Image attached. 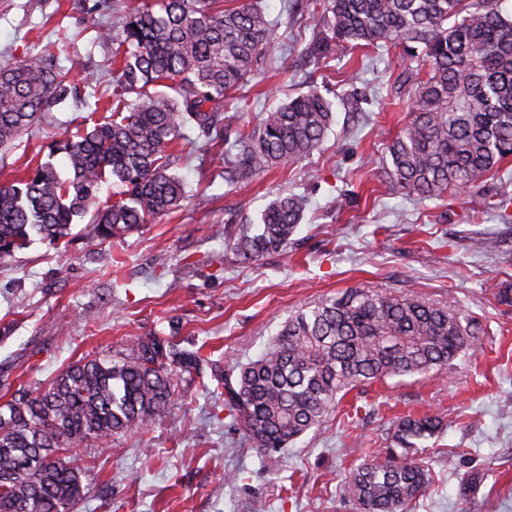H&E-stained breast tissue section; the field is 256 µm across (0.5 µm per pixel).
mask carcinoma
Instances as JSON below:
<instances>
[{"label":"carcinoma","instance_id":"cac0c4a2","mask_svg":"<svg viewBox=\"0 0 512 512\" xmlns=\"http://www.w3.org/2000/svg\"><path fill=\"white\" fill-rule=\"evenodd\" d=\"M502 0H323L307 51L319 60L356 49L399 51L410 119L388 147L390 182L420 198L474 188L512 156V15ZM121 30H99L112 44L111 115L49 146L67 171L39 161L0 184V259L72 235L92 214L89 235L121 238L176 211L185 193L171 147L192 126L204 146L237 149L232 182L251 180L283 162L309 157L335 123L332 104L311 85L234 138L224 135V103L261 60L277 52L273 24L253 0H159L123 5ZM49 41L26 60L0 65V147L11 145L42 113L81 99L72 68ZM133 94L135 99L127 96ZM112 202H100L105 184ZM305 200L278 195L259 224L228 246L245 263L286 249ZM480 325L467 311L420 295L353 288L288 317L266 351L222 366L180 347L173 335L130 340L119 356H84L42 389L19 384L0 404V512H72L86 497L72 450L84 442L112 454V437L139 435L168 412L183 374L224 385L234 429L275 452L317 426L339 393L391 377L450 374L455 360L481 348ZM442 425L438 414L398 421L384 463L363 461L340 484L363 512H406L427 488L421 443Z\"/></svg>","mask_w":512,"mask_h":512}]
</instances>
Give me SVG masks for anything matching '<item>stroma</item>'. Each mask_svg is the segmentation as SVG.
<instances>
[{
	"mask_svg": "<svg viewBox=\"0 0 512 512\" xmlns=\"http://www.w3.org/2000/svg\"><path fill=\"white\" fill-rule=\"evenodd\" d=\"M276 23L277 57L247 107L224 111L255 123L317 82L336 122L308 158L228 185L220 167L193 154L178 170L186 196L177 212L124 238L37 241L0 260V397L19 383L44 387L87 354L116 353L138 336L177 327L182 346L213 360L259 356L302 305L349 288H383L457 305L483 325L481 349L450 375L389 378L347 393L337 409L280 453L266 456L212 417L215 395L183 379L174 409L138 436L112 439L111 455L85 447L88 488L73 512H358L340 482L367 455L385 459L400 417L440 413L428 440L432 481L409 512H512V306L495 288L512 282V222L493 208L512 196V158L478 187L436 200L393 186L386 146L408 121V98L393 100L398 60L354 51L328 63L306 55L316 0H257ZM124 11L107 0L87 14L75 0H0V64L38 53L57 32L61 65L80 57L74 81L84 106L66 100L0 150V182L15 178L40 146L74 131L111 93L112 47L99 29L120 30ZM306 209L287 250L243 263L226 245L241 217L256 218L277 195ZM206 195V209L195 207ZM495 238L486 252L477 242ZM239 473L230 483L226 473Z\"/></svg>",
	"mask_w": 512,
	"mask_h": 512,
	"instance_id": "35a3bbf8",
	"label": "stroma"
}]
</instances>
